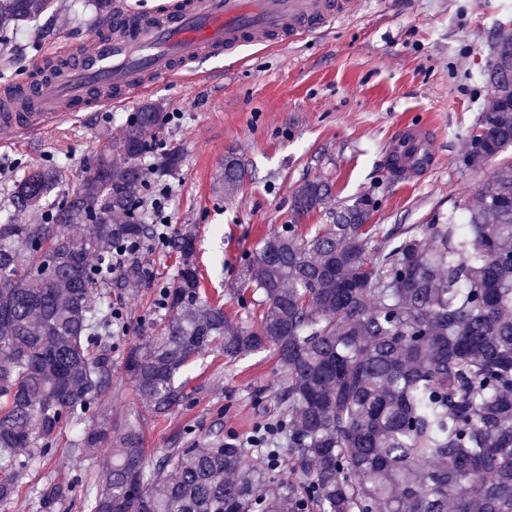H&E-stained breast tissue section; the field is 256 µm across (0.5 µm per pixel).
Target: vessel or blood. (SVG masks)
<instances>
[{
	"mask_svg": "<svg viewBox=\"0 0 512 512\" xmlns=\"http://www.w3.org/2000/svg\"><path fill=\"white\" fill-rule=\"evenodd\" d=\"M355 0H173L148 13L114 10L89 48L48 44L58 65L24 80L23 107L0 113V143L48 133L92 106L132 105L155 78L182 77L210 58L243 45L279 44L351 14ZM389 173L414 177L434 170V137L404 126L385 150Z\"/></svg>",
	"mask_w": 512,
	"mask_h": 512,
	"instance_id": "obj_1",
	"label": "vessel or blood"
}]
</instances>
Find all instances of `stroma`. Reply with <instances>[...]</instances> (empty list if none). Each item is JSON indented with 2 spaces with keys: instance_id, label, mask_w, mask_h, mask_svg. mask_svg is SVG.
<instances>
[{
  "instance_id": "35a3bbf8",
  "label": "stroma",
  "mask_w": 512,
  "mask_h": 512,
  "mask_svg": "<svg viewBox=\"0 0 512 512\" xmlns=\"http://www.w3.org/2000/svg\"><path fill=\"white\" fill-rule=\"evenodd\" d=\"M97 21L87 0H53L49 13L0 46V85L25 78L49 38L81 45ZM510 21L512 0H357L350 16L293 47L247 46L206 61L205 78L152 82L139 102L161 105L169 121L157 140L180 154L181 165L173 175L149 171L148 180L152 189L172 190L166 212L173 238L194 235L202 297L223 305L232 322L259 327L262 297L241 287L238 273L261 240L285 225L315 235L362 196L375 200L370 222L383 231L476 203L493 169H469L463 157L490 93L484 73L492 48ZM132 113L129 106L93 107L33 136L29 147L0 148L10 165L0 173V217L19 214L10 189L33 165L63 167L65 178L45 203L61 209ZM408 123L430 124L438 164L428 176L399 180L387 172L385 148ZM230 155L245 176L227 195L216 182ZM307 181L326 184L329 201L298 219L292 192ZM179 256L174 245L146 253L143 281L95 298L103 307L120 304L125 315L112 342V392L103 411L116 424L142 416L151 464L197 441L247 438L282 412L276 393L284 371L267 347L235 361L217 352L193 359L180 373L183 403L166 416L146 414L123 355L159 336L168 315L159 293L176 283ZM74 437L66 428L53 453L36 456L7 512H83L78 498L50 503L38 495L75 475L101 485L111 446L72 453Z\"/></svg>"
}]
</instances>
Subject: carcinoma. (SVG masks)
<instances>
[{
    "label": "carcinoma",
    "instance_id": "carcinoma-1",
    "mask_svg": "<svg viewBox=\"0 0 512 512\" xmlns=\"http://www.w3.org/2000/svg\"><path fill=\"white\" fill-rule=\"evenodd\" d=\"M51 3L0 0V32L39 20ZM494 53L465 157L473 170L512 148V32ZM163 122L159 106L141 107L55 213L43 202L61 167L33 168L14 183L27 215L0 224V506L29 466L24 450L50 452L69 426L79 429L73 452L115 441L102 487L83 493L85 512H512V161L477 204L392 228L379 243L368 197L337 212L324 233L299 237L290 226L267 237L240 273L263 296L256 330L200 296L185 232L177 283L162 295L161 336L129 348L127 376L146 410L165 416L185 399L176 378L192 357L218 348L236 359L269 344L284 370L282 418L260 467L231 438L173 448L150 466L137 418L112 437L101 413L112 309L92 299L141 277L134 265L112 278V250L150 237L136 194ZM243 177L227 158L222 190ZM328 196L326 185L303 183L294 215ZM81 224L91 232H71ZM283 460L299 481L278 479Z\"/></svg>",
    "mask_w": 512,
    "mask_h": 512
}]
</instances>
